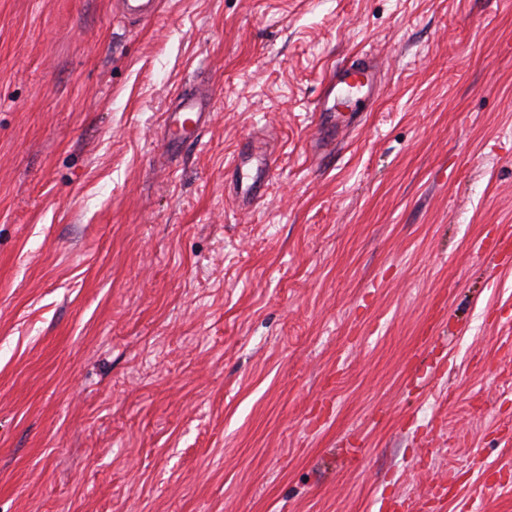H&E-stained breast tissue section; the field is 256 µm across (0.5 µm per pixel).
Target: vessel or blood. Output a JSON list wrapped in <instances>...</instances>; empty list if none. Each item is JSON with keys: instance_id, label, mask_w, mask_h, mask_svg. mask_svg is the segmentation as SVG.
I'll return each instance as SVG.
<instances>
[{"instance_id": "vessel-or-blood-1", "label": "vessel or blood", "mask_w": 512, "mask_h": 512, "mask_svg": "<svg viewBox=\"0 0 512 512\" xmlns=\"http://www.w3.org/2000/svg\"><path fill=\"white\" fill-rule=\"evenodd\" d=\"M381 80L376 62L369 56L341 63L329 72L323 97L316 110L323 135L322 150L336 146V136L354 129L360 105L370 97ZM210 104L197 91L177 94L166 112L163 142L166 152H181L193 143L210 120ZM275 160L268 140L258 139L237 149L228 167L226 187L243 208H253L262 199L274 174Z\"/></svg>"}]
</instances>
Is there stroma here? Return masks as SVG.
Wrapping results in <instances>:
<instances>
[{"label":"stroma","instance_id":"stroma-1","mask_svg":"<svg viewBox=\"0 0 512 512\" xmlns=\"http://www.w3.org/2000/svg\"><path fill=\"white\" fill-rule=\"evenodd\" d=\"M508 228L512 0H0V512H512ZM380 80L379 67L367 54L332 67L324 95L316 106L324 132L319 140L322 150L331 151L336 147V132L343 134L357 126L359 107ZM209 100L196 90L177 94L166 112L163 142L166 152L179 153L193 143L210 120ZM274 165L272 146L266 139H256L253 144L250 141L233 153L226 187L239 207H256L274 174Z\"/></svg>","mask_w":512,"mask_h":512}]
</instances>
